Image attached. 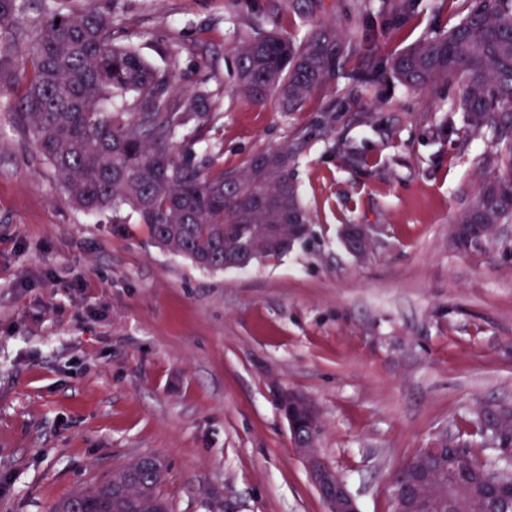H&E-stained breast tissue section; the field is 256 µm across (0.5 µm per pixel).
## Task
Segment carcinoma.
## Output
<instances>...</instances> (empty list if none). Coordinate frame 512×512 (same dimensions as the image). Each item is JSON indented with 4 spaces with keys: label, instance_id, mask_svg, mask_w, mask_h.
Segmentation results:
<instances>
[{
    "label": "carcinoma",
    "instance_id": "carcinoma-1",
    "mask_svg": "<svg viewBox=\"0 0 512 512\" xmlns=\"http://www.w3.org/2000/svg\"><path fill=\"white\" fill-rule=\"evenodd\" d=\"M28 0H0V60L16 33L5 25ZM359 42L334 23L317 24L305 40L267 31L234 48L239 96L256 107L276 100L297 112L333 79ZM389 72L408 90L456 84L447 111L463 113L477 134H512V0H464L463 15L447 32L392 55ZM176 75L161 72L132 45L115 42L112 12L93 5L78 13L47 7L30 46V72L18 100L37 151L53 167L74 205L87 213L127 210L162 249L207 271L242 269L288 253L308 236L290 145L258 152L241 166L211 156L197 161L185 131L215 126L218 108L201 88L178 99ZM456 224H511L512 180L490 179ZM261 224L277 236L260 241ZM476 471L504 478V460L467 449ZM164 473L152 462L112 474L76 492L55 512H167L159 494Z\"/></svg>",
    "mask_w": 512,
    "mask_h": 512
}]
</instances>
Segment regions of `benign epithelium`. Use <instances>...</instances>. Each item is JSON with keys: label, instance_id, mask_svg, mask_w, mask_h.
I'll use <instances>...</instances> for the list:
<instances>
[{"label": "benign epithelium", "instance_id": "7a95c632", "mask_svg": "<svg viewBox=\"0 0 512 512\" xmlns=\"http://www.w3.org/2000/svg\"><path fill=\"white\" fill-rule=\"evenodd\" d=\"M358 232L355 243L346 250L355 259H364L374 242L378 229L371 224L350 227ZM281 410L288 422L290 436L302 457L309 477L325 505V512H359L356 498L343 477L330 466L317 450L321 419L314 403L293 392L280 400ZM500 404L487 402L479 405L476 416L484 425L486 434L499 442L500 437L512 431V421L499 415ZM438 451L430 461L409 472L402 480L392 481L395 512H437L440 503L459 506L485 504L488 512H496L503 495L492 487L497 477L491 473L480 478L470 469L466 455L458 451L460 443L446 436L436 442Z\"/></svg>", "mask_w": 512, "mask_h": 512}]
</instances>
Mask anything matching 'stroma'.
<instances>
[{
  "mask_svg": "<svg viewBox=\"0 0 512 512\" xmlns=\"http://www.w3.org/2000/svg\"><path fill=\"white\" fill-rule=\"evenodd\" d=\"M112 11L118 43L221 111L197 155L237 166L304 138L297 165L310 237L286 255L209 273L154 245L144 225L90 216L38 153L16 105L30 69L19 40L0 85V512H51L138 458L165 466L171 512H324L280 407L312 399L318 450L360 512H394L391 477L440 435L477 448L476 404L512 403V234L457 251L455 215L482 179L512 177L505 142L432 132L456 85L406 90L358 70L448 30L461 0H59ZM356 35L357 56L301 111L234 89V47L315 20ZM362 156L343 162L338 148ZM345 224L382 231L364 260Z\"/></svg>",
  "mask_w": 512,
  "mask_h": 512,
  "instance_id": "1",
  "label": "stroma"
}]
</instances>
